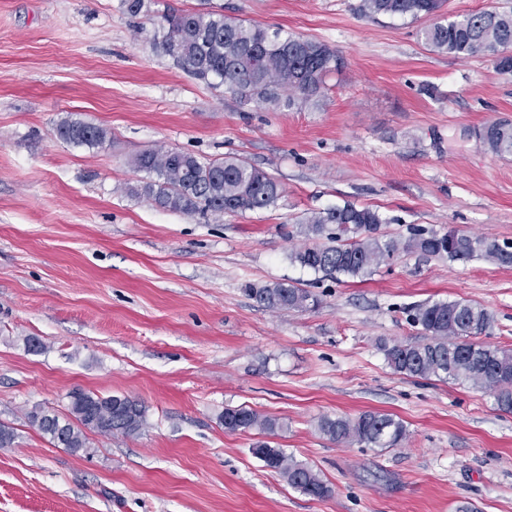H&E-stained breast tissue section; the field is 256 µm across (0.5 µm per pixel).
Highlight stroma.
Here are the masks:
<instances>
[{"label": "stroma", "instance_id": "stroma-1", "mask_svg": "<svg viewBox=\"0 0 512 512\" xmlns=\"http://www.w3.org/2000/svg\"><path fill=\"white\" fill-rule=\"evenodd\" d=\"M225 16L313 39L346 67L320 106L244 105L156 50L168 9L122 0H0V512H512V414L469 384L395 373L378 339L414 340V305L480 304L487 344L512 350V267L403 253L333 280L290 260L297 221L351 202L383 232L422 226L512 241V156L479 137L512 121V72L492 56L430 51L427 18L369 17L360 0H209ZM74 116L105 128L60 140ZM235 156L283 194L209 221L131 196L134 155L158 147ZM294 283L312 311H272L247 286ZM45 348L29 351L25 337ZM128 395L135 436H91L92 455L50 445L26 418L69 392ZM276 419L271 441L333 493L314 500L265 468L259 431L225 432V407ZM402 420L398 448L341 444L321 416ZM55 131L61 140L74 146L95 148L102 146L107 140L105 129L77 119L61 120Z\"/></svg>", "mask_w": 512, "mask_h": 512}]
</instances>
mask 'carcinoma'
Instances as JSON below:
<instances>
[{"mask_svg": "<svg viewBox=\"0 0 512 512\" xmlns=\"http://www.w3.org/2000/svg\"><path fill=\"white\" fill-rule=\"evenodd\" d=\"M444 0H361L367 16L389 15L413 20L432 17ZM435 52L474 57L497 56V67L512 72V12L476 11L447 23L436 22L420 31ZM153 44L173 61L212 87H225L243 103L300 107L325 97L326 79L345 67L344 58L327 44L273 32L255 24L224 17L216 10H168L162 14ZM57 136L74 146L95 148L107 131L77 119H64ZM479 135L497 156L512 155V123L487 122ZM132 165L149 180L131 193L151 205L188 215L219 217L267 209L282 196L280 183L268 172L241 158L202 161L180 150L151 149L136 155ZM385 220L378 211L347 203L314 213L299 221L311 244L291 254L304 268L336 279L361 276L387 264L402 252L450 261L484 258L512 266V242L433 229L410 228L403 238L381 232ZM255 301L272 310L303 311L319 306V298L295 284L275 283L247 288ZM410 321L420 331L417 341L381 340L378 348L394 372L410 378L465 382L493 398L497 409L512 413V351L480 341L494 327L485 307L459 300L426 301L416 305ZM28 421L56 448L89 453L88 434L134 436L147 424L146 409L127 395H100L80 390L61 415L36 406ZM228 433L259 430L272 433L276 420L247 406L226 407L220 415ZM318 431L336 443L368 448H397L407 439L403 421L390 414L365 411L355 418L328 416ZM252 454L264 467L312 499H324L332 488L305 463L267 441H258Z\"/></svg>", "mask_w": 512, "mask_h": 512, "instance_id": "cac0c4a2", "label": "carcinoma"}]
</instances>
